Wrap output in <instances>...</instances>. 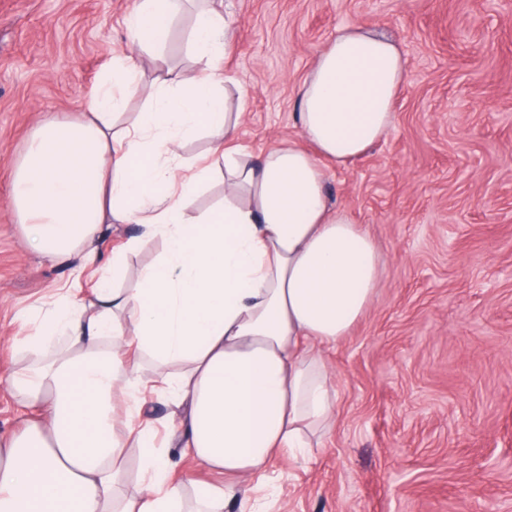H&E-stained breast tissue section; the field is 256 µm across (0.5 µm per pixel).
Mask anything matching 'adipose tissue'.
<instances>
[{
    "instance_id": "adipose-tissue-1",
    "label": "adipose tissue",
    "mask_w": 512,
    "mask_h": 512,
    "mask_svg": "<svg viewBox=\"0 0 512 512\" xmlns=\"http://www.w3.org/2000/svg\"><path fill=\"white\" fill-rule=\"evenodd\" d=\"M182 0H138L129 38L157 73L148 107L117 126L140 91L138 54L112 60V80L88 97L83 120L50 118L13 169V207L32 249L61 265L98 253L105 226L139 224L162 255L135 287L101 281L90 297L46 298L44 323L20 346L13 398L38 410L0 437V512H224L248 508L247 481L281 451L306 458L329 431L336 391L326 352L372 305L375 240L331 207L326 170L361 157L391 131L408 75L394 40L340 29L297 91V138L255 156L235 147L221 62L223 0H203L187 47L202 67L175 74L166 49ZM210 162L184 163L200 131ZM224 172V205L185 222L199 183ZM157 370L147 375L142 360ZM166 399L171 439L224 483L190 495L141 417L147 394ZM141 450L140 484L124 491V450Z\"/></svg>"
}]
</instances>
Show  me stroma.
<instances>
[{
    "mask_svg": "<svg viewBox=\"0 0 512 512\" xmlns=\"http://www.w3.org/2000/svg\"><path fill=\"white\" fill-rule=\"evenodd\" d=\"M136 0H0V435L24 416L6 381L60 284L85 293L112 263L131 288L164 250L106 227L80 269L29 249L12 171L43 119H75L130 52ZM224 76L239 144L297 136L296 91L337 29L396 40L408 81L384 141L327 182L377 242L380 288L328 354L337 422L308 460L281 454L261 512H512V0H224Z\"/></svg>",
    "mask_w": 512,
    "mask_h": 512,
    "instance_id": "1",
    "label": "stroma"
}]
</instances>
